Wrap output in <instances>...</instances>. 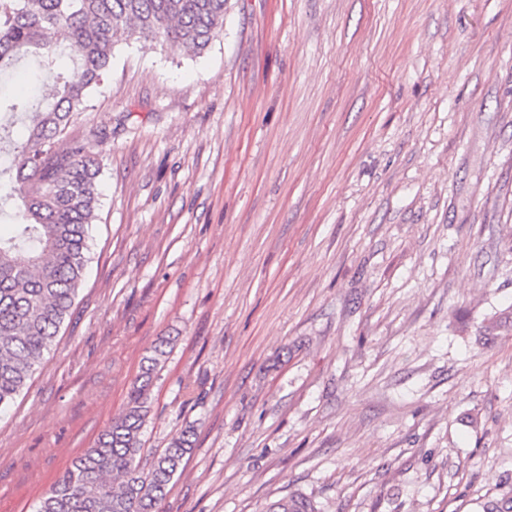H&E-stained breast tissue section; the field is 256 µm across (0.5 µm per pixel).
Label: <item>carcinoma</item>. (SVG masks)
<instances>
[{
  "label": "carcinoma",
  "mask_w": 512,
  "mask_h": 512,
  "mask_svg": "<svg viewBox=\"0 0 512 512\" xmlns=\"http://www.w3.org/2000/svg\"><path fill=\"white\" fill-rule=\"evenodd\" d=\"M225 0H0V73L24 58L52 75L50 88L13 103L28 128L13 148V187L0 193L16 223L0 234V408L27 387L56 344L89 261L88 226L99 204V162L63 135L112 65L119 38L161 42L195 57L219 35ZM75 52L66 72L53 70L55 50ZM167 341L154 347L132 382L125 412L105 437L78 457L36 512H156L194 447V427L180 429L144 467L141 435L150 386ZM267 512H318L293 492Z\"/></svg>",
  "instance_id": "obj_1"
}]
</instances>
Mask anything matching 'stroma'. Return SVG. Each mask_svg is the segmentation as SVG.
<instances>
[{"mask_svg":"<svg viewBox=\"0 0 512 512\" xmlns=\"http://www.w3.org/2000/svg\"><path fill=\"white\" fill-rule=\"evenodd\" d=\"M68 136L100 202L0 411V512H35L162 337L141 462L196 445L158 512L512 500V0H227L201 56L120 41ZM267 512H319L308 496L293 492L273 502Z\"/></svg>","mask_w":512,"mask_h":512,"instance_id":"35a3bbf8","label":"stroma"}]
</instances>
